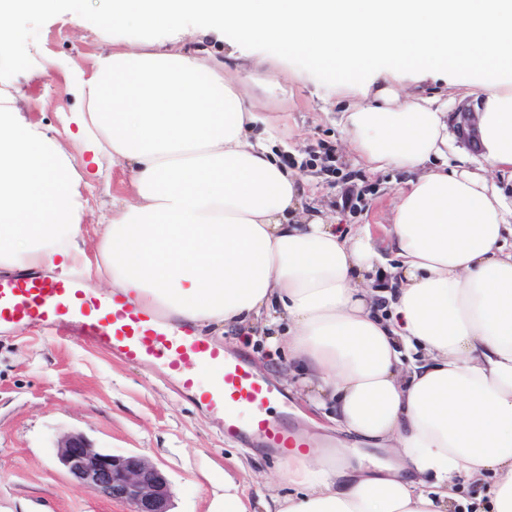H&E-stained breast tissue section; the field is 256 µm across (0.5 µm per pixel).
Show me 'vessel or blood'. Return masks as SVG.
<instances>
[{
	"label": "vessel or blood",
	"mask_w": 512,
	"mask_h": 512,
	"mask_svg": "<svg viewBox=\"0 0 512 512\" xmlns=\"http://www.w3.org/2000/svg\"><path fill=\"white\" fill-rule=\"evenodd\" d=\"M18 324L111 350L132 363L159 366L188 391L195 385L194 369L209 370L213 382L200 399L222 417L225 436L242 445L275 450L332 445L288 427L277 390L249 358L224 352L191 323L163 316L120 292L96 294L74 275L21 271L0 277V333Z\"/></svg>",
	"instance_id": "vessel-or-blood-1"
}]
</instances>
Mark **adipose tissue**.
<instances>
[{
  "label": "adipose tissue",
  "instance_id": "ef3b65f1",
  "mask_svg": "<svg viewBox=\"0 0 512 512\" xmlns=\"http://www.w3.org/2000/svg\"><path fill=\"white\" fill-rule=\"evenodd\" d=\"M61 2L0 0V53L15 14ZM194 19L340 86L348 67L374 70L339 124L357 164L403 176L387 289L369 230L337 227L242 78L183 44ZM129 26L142 38L118 37ZM99 34L91 70L66 82L84 149L130 174L98 259L78 242L86 180L0 70V270L91 266L197 328L272 346L287 326L289 390L388 459L293 449L297 493L268 494L264 512H458L463 478L489 484L479 512H512V0H103ZM400 68L470 74L481 160L449 153L447 100L406 90Z\"/></svg>",
  "mask_w": 512,
  "mask_h": 512
}]
</instances>
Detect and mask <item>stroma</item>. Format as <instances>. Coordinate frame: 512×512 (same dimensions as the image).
I'll list each match as a JSON object with an SVG mask.
<instances>
[{
  "label": "stroma",
  "mask_w": 512,
  "mask_h": 512,
  "mask_svg": "<svg viewBox=\"0 0 512 512\" xmlns=\"http://www.w3.org/2000/svg\"><path fill=\"white\" fill-rule=\"evenodd\" d=\"M18 39L11 54L0 57L25 98L23 111L41 120L86 172L89 187L84 247L96 254L97 226L112 213L117 179L94 162L76 137V126L63 115L78 109L63 82L64 71L87 67L98 52L99 10L96 0H65L59 12L24 13L13 20ZM208 40V39H207ZM215 57L236 72L247 56L276 57L269 44L244 43L235 31L209 39ZM53 61L50 74L30 76L29 58ZM278 84L256 72L259 108L286 121L283 158L308 180V193L330 208L342 228L370 225L382 256H389L385 229L391 222L396 183L368 173L349 158L335 123L344 99L332 95L333 71L307 58H290L277 72ZM362 198L355 208L342 204L345 187ZM224 350L249 357L254 368L284 393L292 427L332 434L326 414L307 422L295 412L299 401L284 383L288 356L271 352L265 341L225 335ZM79 433L96 448L115 455L136 453L168 479L170 512H224V478L231 475L249 498L266 483L288 493L281 451L247 448L225 437L223 422L210 414L197 395L184 393L155 366L132 365L111 351L47 336L32 326L0 335V512H127L125 504L100 497L75 482L57 457L65 436Z\"/></svg>",
  "instance_id": "35a3bbf8"
}]
</instances>
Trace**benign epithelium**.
Listing matches in <instances>:
<instances>
[{
  "label": "benign epithelium",
  "instance_id": "obj_1",
  "mask_svg": "<svg viewBox=\"0 0 512 512\" xmlns=\"http://www.w3.org/2000/svg\"><path fill=\"white\" fill-rule=\"evenodd\" d=\"M58 455L80 485L127 504L129 512H169L167 479L144 457L97 449L81 434L66 436L58 446Z\"/></svg>",
  "mask_w": 512,
  "mask_h": 512
}]
</instances>
